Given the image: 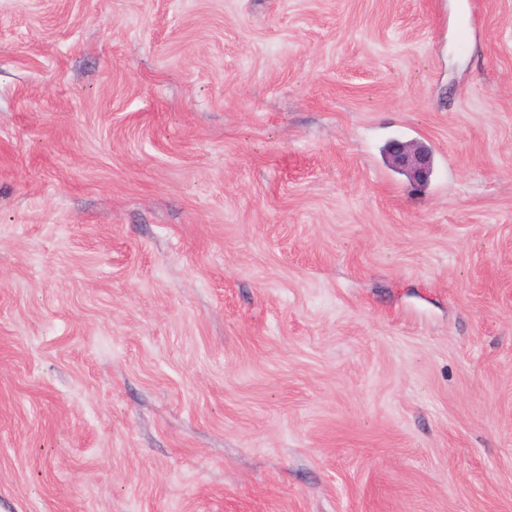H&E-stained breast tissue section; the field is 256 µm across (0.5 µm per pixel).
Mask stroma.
<instances>
[{"mask_svg": "<svg viewBox=\"0 0 512 512\" xmlns=\"http://www.w3.org/2000/svg\"><path fill=\"white\" fill-rule=\"evenodd\" d=\"M0 512H512V0H0ZM387 159L393 168L405 173L416 184L427 181L432 172V154L419 142L391 140Z\"/></svg>", "mask_w": 512, "mask_h": 512, "instance_id": "1", "label": "stroma"}]
</instances>
